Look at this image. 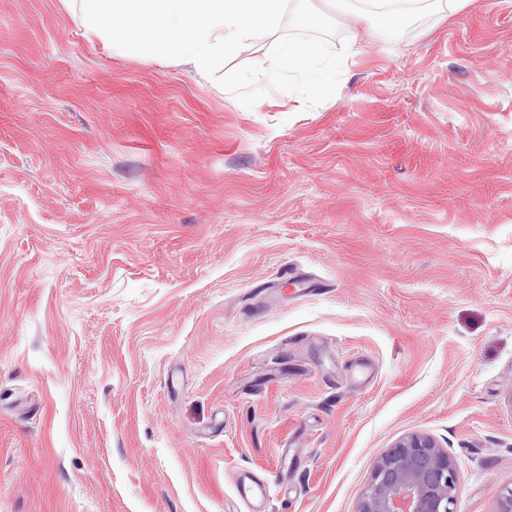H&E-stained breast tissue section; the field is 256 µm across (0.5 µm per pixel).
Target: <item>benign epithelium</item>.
Masks as SVG:
<instances>
[{
  "label": "benign epithelium",
  "instance_id": "benign-epithelium-1",
  "mask_svg": "<svg viewBox=\"0 0 512 512\" xmlns=\"http://www.w3.org/2000/svg\"><path fill=\"white\" fill-rule=\"evenodd\" d=\"M460 486L448 452L414 434L378 457L357 512H455Z\"/></svg>",
  "mask_w": 512,
  "mask_h": 512
}]
</instances>
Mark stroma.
Wrapping results in <instances>:
<instances>
[{
	"label": "stroma",
	"instance_id": "35a3bbf8",
	"mask_svg": "<svg viewBox=\"0 0 512 512\" xmlns=\"http://www.w3.org/2000/svg\"><path fill=\"white\" fill-rule=\"evenodd\" d=\"M336 94L241 105L0 0V512H357L425 433L512 488V0L334 13ZM330 3L337 5L340 10L351 11L354 8V3H362L365 5L363 9L365 14L377 17L375 20L376 28L375 33L381 39H387L393 36L394 31L401 24L402 20L407 16V12L397 8H384L385 5L399 3L401 1L394 0H365V1H351V0H332ZM368 6L379 8L381 10H373ZM237 491L244 503L253 507V501L259 502L254 512H265L268 491L264 483H259L246 474H239L236 481Z\"/></svg>",
	"mask_w": 512,
	"mask_h": 512
}]
</instances>
